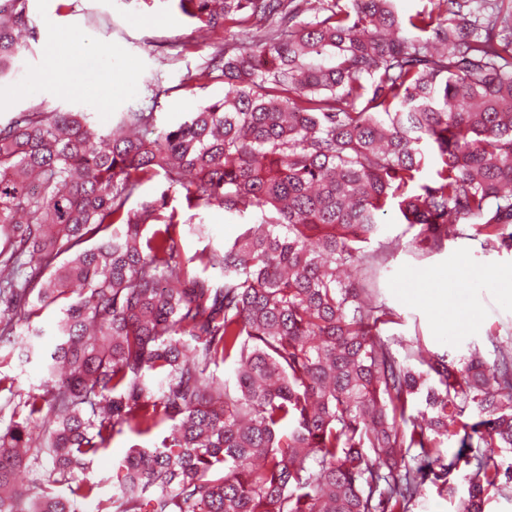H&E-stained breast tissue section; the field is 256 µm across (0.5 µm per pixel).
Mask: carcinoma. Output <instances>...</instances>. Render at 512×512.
Returning <instances> with one entry per match:
<instances>
[{
    "label": "carcinoma",
    "instance_id": "1",
    "mask_svg": "<svg viewBox=\"0 0 512 512\" xmlns=\"http://www.w3.org/2000/svg\"><path fill=\"white\" fill-rule=\"evenodd\" d=\"M178 2L213 34L253 31L203 72L224 97L163 130L152 106L105 130L83 111L0 122V343L58 313L39 385L0 407V512H413L429 485L456 512L512 499V344L399 351L358 278L389 211L425 252L460 222L512 250V0ZM31 30L29 0H0V80ZM178 187L255 225L188 257L206 225L169 207ZM158 430L103 497L90 465Z\"/></svg>",
    "mask_w": 512,
    "mask_h": 512
}]
</instances>
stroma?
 Wrapping results in <instances>:
<instances>
[{
	"label": "stroma",
	"instance_id": "1",
	"mask_svg": "<svg viewBox=\"0 0 512 512\" xmlns=\"http://www.w3.org/2000/svg\"><path fill=\"white\" fill-rule=\"evenodd\" d=\"M29 9L36 36L19 58L18 75L0 80L1 122L37 106L48 113L85 110L105 128L157 87L159 124L172 126L224 94L223 82L198 76L220 42L183 14L177 0H29ZM71 38L84 41L90 52L72 63L76 89L68 92L41 72L49 49ZM169 202L182 217L207 226L205 236L185 235L189 256L223 248L251 222L216 206L188 208L181 189ZM458 230L444 249L426 253L412 245L406 225L383 217L381 239L400 241L399 249L377 255L373 295L395 313L394 322L382 328L383 339L418 343L456 358L469 345L485 344L491 333L512 343V252L484 248L473 225ZM55 321V312H46L47 334L36 340L33 353L14 351L0 365V372L14 378L15 392L39 384L43 360L54 345L49 331Z\"/></svg>",
	"mask_w": 512,
	"mask_h": 512
}]
</instances>
